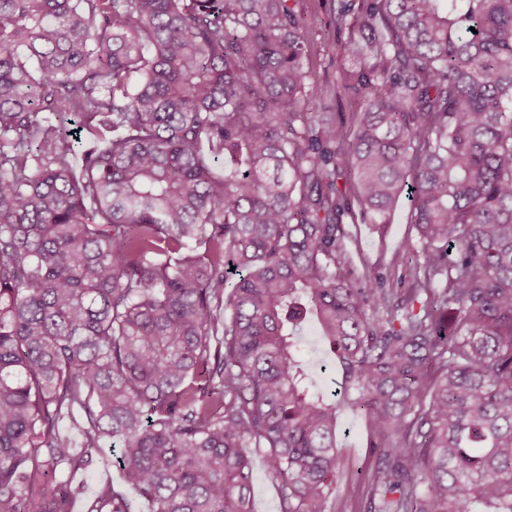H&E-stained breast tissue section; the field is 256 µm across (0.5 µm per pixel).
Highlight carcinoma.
Instances as JSON below:
<instances>
[{
	"label": "carcinoma",
	"instance_id": "1",
	"mask_svg": "<svg viewBox=\"0 0 512 512\" xmlns=\"http://www.w3.org/2000/svg\"><path fill=\"white\" fill-rule=\"evenodd\" d=\"M336 26L320 88L298 0H0V512H73L106 441L150 512H253L259 453L280 512H328L342 409L364 512H512V0ZM403 194L393 277L358 270L347 223ZM300 351L316 384L328 395L339 389L341 369L336 359L322 344L318 327L311 322L303 333Z\"/></svg>",
	"mask_w": 512,
	"mask_h": 512
}]
</instances>
